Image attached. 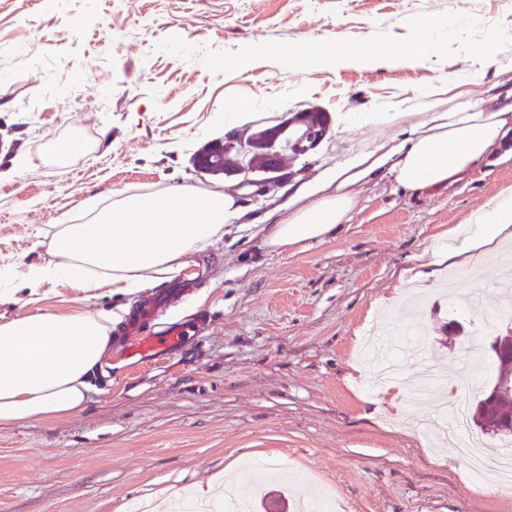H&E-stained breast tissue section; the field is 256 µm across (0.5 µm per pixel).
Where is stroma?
<instances>
[{"label":"stroma","instance_id":"stroma-1","mask_svg":"<svg viewBox=\"0 0 512 512\" xmlns=\"http://www.w3.org/2000/svg\"><path fill=\"white\" fill-rule=\"evenodd\" d=\"M429 30L432 48L408 65L300 59L312 41L384 49ZM492 31L486 60L476 50ZM236 59L239 76L224 70ZM464 101L512 103V0H0V274L16 280L52 260L58 225L91 219L117 193L188 185L234 193L252 216L274 210L289 186ZM228 104L248 123L225 116ZM311 107L329 117L325 139L285 158L282 183L265 195L192 163L225 128L248 136ZM68 137L85 147L57 164L44 145ZM506 188L511 135L447 186L409 193L386 174L357 185L343 228L321 241L278 253L258 228L235 224L130 294L56 279L34 300L16 291L0 321L38 309L121 316L190 280L164 321L210 319L168 355L141 362L113 351L79 414L1 425L0 512H133L142 500L169 512L173 496L204 494L255 460L300 468L242 485L256 504L282 491L288 512L327 484L344 512H512V490L472 479L436 436L447 395L412 406L377 386L361 355L380 321L394 338L421 333L398 357L400 378L451 376L470 402L482 398L498 370L477 319L497 307L495 283L512 280V242L422 283L409 272ZM450 321L463 332L446 335ZM473 353L489 366L478 378L467 368Z\"/></svg>","mask_w":512,"mask_h":512}]
</instances>
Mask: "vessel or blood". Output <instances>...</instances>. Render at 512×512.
<instances>
[{"instance_id":"obj_1","label":"vessel or blood","mask_w":512,"mask_h":512,"mask_svg":"<svg viewBox=\"0 0 512 512\" xmlns=\"http://www.w3.org/2000/svg\"><path fill=\"white\" fill-rule=\"evenodd\" d=\"M171 298V293L166 292L156 296L153 303L133 309L117 330L116 346L121 347L123 352L145 357L175 351L189 336L195 335L205 322L204 316L171 323L157 322L158 311Z\"/></svg>"}]
</instances>
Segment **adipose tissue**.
I'll use <instances>...</instances> for the list:
<instances>
[{"label": "adipose tissue", "instance_id": "ef3b65f1", "mask_svg": "<svg viewBox=\"0 0 512 512\" xmlns=\"http://www.w3.org/2000/svg\"><path fill=\"white\" fill-rule=\"evenodd\" d=\"M327 51L337 64L371 66L411 62L424 49L401 46L381 52L369 42L339 39L328 50L308 43L302 60L318 61ZM511 130L512 105L478 111L463 103L432 113L401 143L376 144L301 185L287 213L276 217L264 244L283 251L339 231L356 203L353 186L382 168L409 192L455 182ZM238 211L232 195L189 186L120 197L89 223L61 225L52 244L56 262L29 265L22 285L33 295L50 279H71L88 289L108 279L114 292H136L172 270L189 252L222 236ZM469 222L472 233L463 238L449 233L447 251L432 252L426 270L416 271V279H427L429 267L449 259L468 267L473 251L490 252L511 241L512 190L489 200ZM112 323L111 313L101 310L59 315L41 309L1 322L0 424L61 420L82 412L95 390L97 370L112 349Z\"/></svg>", "mask_w": 512, "mask_h": 512}]
</instances>
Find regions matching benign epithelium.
Wrapping results in <instances>:
<instances>
[{"label": "benign epithelium", "mask_w": 512, "mask_h": 512, "mask_svg": "<svg viewBox=\"0 0 512 512\" xmlns=\"http://www.w3.org/2000/svg\"><path fill=\"white\" fill-rule=\"evenodd\" d=\"M229 139L212 142L208 150L197 156V169L206 175L239 177L241 184L253 187L251 196H261L279 183L280 170L275 162L281 155V147L296 145L309 152L324 139V132L304 120L292 117L268 131L261 137L245 141L237 130H228ZM512 397V379L506 377L499 383L496 392L481 407L479 422L486 423L501 417V403Z\"/></svg>", "instance_id": "benign-epithelium-1"}]
</instances>
